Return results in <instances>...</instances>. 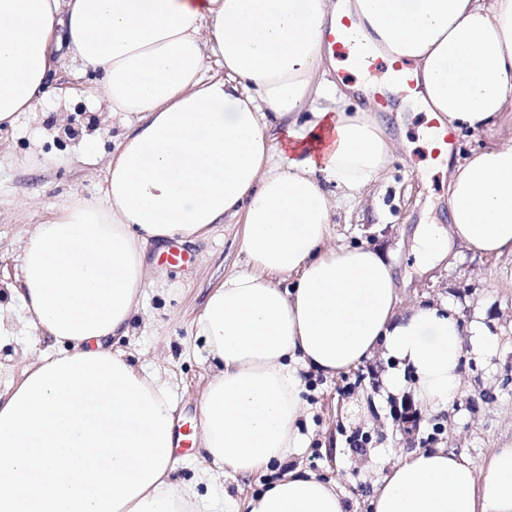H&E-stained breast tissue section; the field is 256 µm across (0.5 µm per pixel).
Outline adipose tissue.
I'll return each mask as SVG.
<instances>
[{"mask_svg": "<svg viewBox=\"0 0 512 512\" xmlns=\"http://www.w3.org/2000/svg\"><path fill=\"white\" fill-rule=\"evenodd\" d=\"M402 59L439 123L472 133L512 113V0H0V125L42 98L55 46L101 72L100 96L135 121L108 157L106 202L73 200L35 225L17 295L60 350L0 394V512H201L175 483L165 382L112 341L140 310L147 244L243 225L248 267L212 288L196 335L219 373L202 404L204 451L225 472L280 476L245 512H348L334 482L298 469L301 370L333 378L375 354L385 391L422 410L462 388V329L447 302L400 313L393 264L328 246L343 201L376 187L394 145L371 108L335 106L325 31ZM222 68L203 74L207 59ZM448 226L419 225L428 266L452 244L512 255V141L472 151L448 177ZM372 512H512V448L483 466L424 448L393 465Z\"/></svg>", "mask_w": 512, "mask_h": 512, "instance_id": "adipose-tissue-1", "label": "adipose tissue"}]
</instances>
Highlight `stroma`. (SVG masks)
<instances>
[{
	"mask_svg": "<svg viewBox=\"0 0 512 512\" xmlns=\"http://www.w3.org/2000/svg\"><path fill=\"white\" fill-rule=\"evenodd\" d=\"M101 80L81 61L64 59L48 74L36 111L0 126V304L11 307L16 324L11 339L0 344L1 392L21 379L26 362L53 351L15 293L21 279L17 242L29 225L44 223L73 199L103 202L105 159L127 132L128 116L111 114L91 96ZM385 102L386 133L405 146L372 194L337 209L331 241L382 251L396 267L402 308L448 301L462 325L481 320L494 347L481 360L464 356L463 394L443 412L422 413L414 425L399 415L411 393H381L389 367L383 356L331 380L303 372L300 428L309 442L287 465L335 480L349 512H370L374 484L416 449L450 448L481 465L497 449L512 448V257L479 256L455 245L444 265L417 262L418 224L448 221V179L436 170L422 136L427 113L411 100L389 96ZM242 235V225L222 224L190 242L195 260L185 269L167 263L160 246H149L143 306L130 336L116 343L135 367L166 382L175 419L191 428L175 455L173 477L194 485L206 502L227 495L245 501L265 482L226 474L204 457L201 445V405L212 368L194 324L211 288L246 268ZM358 436L365 439L359 450L350 445Z\"/></svg>",
	"mask_w": 512,
	"mask_h": 512,
	"instance_id": "35a3bbf8",
	"label": "stroma"
}]
</instances>
